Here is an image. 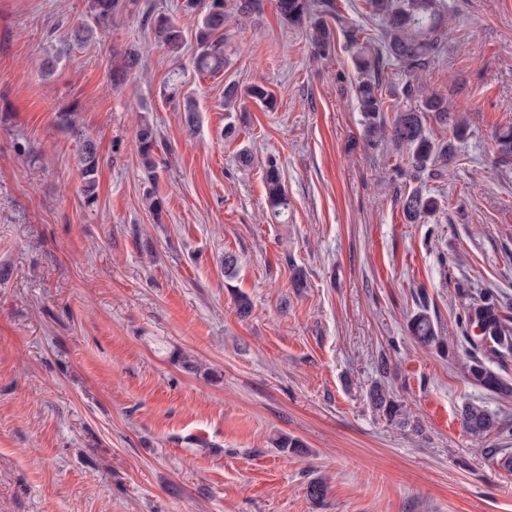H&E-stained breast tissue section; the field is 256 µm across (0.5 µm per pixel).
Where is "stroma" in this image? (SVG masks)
I'll use <instances>...</instances> for the list:
<instances>
[{"label": "stroma", "mask_w": 512, "mask_h": 512, "mask_svg": "<svg viewBox=\"0 0 512 512\" xmlns=\"http://www.w3.org/2000/svg\"><path fill=\"white\" fill-rule=\"evenodd\" d=\"M168 2L132 0L81 48L69 31L88 0H0V512H512V399L466 381L454 322L462 288L512 304V158L493 141L512 122V0H453L448 42L419 76L469 123L457 141L432 130L460 160L427 180L440 208L425 224L403 214L415 183L391 147L361 138L344 40L314 55L265 0L259 20L226 27L224 72L201 75L196 16L178 17L179 54L146 42L143 12ZM131 45L145 46L143 66L113 86L112 53ZM176 71L199 111L193 134L160 95ZM231 82L265 86L275 110L249 99L226 116ZM144 114L166 144L152 181L134 138ZM83 137L98 146L92 200ZM270 159L291 199L280 221ZM423 303L450 354L410 339ZM378 382L408 426L372 408ZM468 401L503 431L473 442L456 416ZM280 433L306 454L274 448ZM263 184L268 208L274 218L288 215L291 201L282 182L276 161L269 160L263 172Z\"/></svg>", "instance_id": "35a3bbf8"}]
</instances>
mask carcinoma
Listing matches in <instances>:
<instances>
[{"label":"carcinoma","mask_w":512,"mask_h":512,"mask_svg":"<svg viewBox=\"0 0 512 512\" xmlns=\"http://www.w3.org/2000/svg\"><path fill=\"white\" fill-rule=\"evenodd\" d=\"M372 15L382 21L380 35L373 36L359 27L342 29L352 63L357 73L354 88L356 105L363 117L362 137L370 145L387 141L396 152V166H409L410 177L424 182L439 177L458 162V155L450 143L435 141L427 131V124H436L452 130L455 137L464 136L467 125L462 109L448 104V98L437 93L425 92L415 83L404 87L406 102L393 103L384 91L385 74L396 66L408 75L417 76L424 70L443 45L446 23L453 5L447 0H368ZM125 0H88L93 23L73 25L71 39L86 44L96 35V28L107 27L115 14L123 11ZM281 17L288 24L305 31L312 47L326 54L336 43V25L340 16L336 0H276ZM177 8L187 13H200L196 25L197 53L194 66L202 75H216L229 63L224 22L228 17L226 0H182ZM235 12L244 19H257L264 11V0H235ZM142 25L156 44L177 53L185 41V31L171 14L147 11ZM141 57L136 49H127L119 61L112 63L111 80L115 86L125 84L139 68ZM252 99L272 111L276 99L264 86L254 84L244 89L235 83L224 87L225 110L232 111L237 103ZM185 124L194 131L199 124L196 101L190 95L180 103ZM391 113L386 117L385 113ZM139 162L148 176H155L156 156L162 141L156 126L148 118L141 119L135 130ZM496 154L500 158L512 157V122L500 126L494 134ZM81 176L87 199L96 197L98 148L90 139L81 147ZM263 184L268 208L273 217L288 213L291 201L282 182L276 161H268L263 172ZM406 220L421 224L438 209L435 197L416 187L400 196ZM145 205L156 222H162L166 206L164 200L149 191ZM458 325L465 331V372L469 383L499 397H512V382L502 377L485 360L512 356V309L503 303L501 296L492 291L471 296L456 314ZM411 339L425 347L447 349L438 335L437 328L427 308L415 312L407 324ZM376 409L390 418L400 414V408L382 388L374 387L370 393ZM462 426L472 437L482 439L500 427L497 416L484 407L466 403L459 411ZM274 447L292 454L304 447L301 439L281 435L273 440Z\"/></svg>","instance_id":"carcinoma-1"}]
</instances>
